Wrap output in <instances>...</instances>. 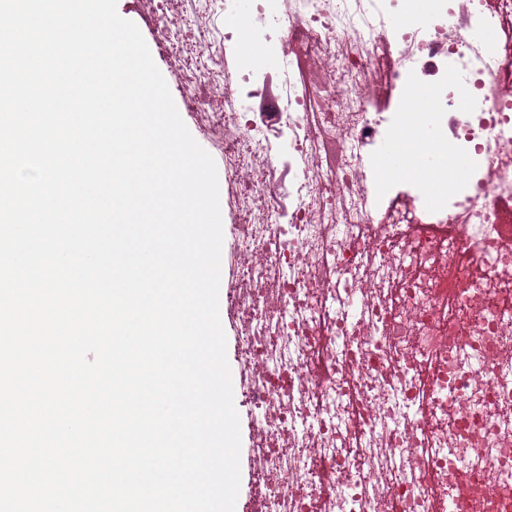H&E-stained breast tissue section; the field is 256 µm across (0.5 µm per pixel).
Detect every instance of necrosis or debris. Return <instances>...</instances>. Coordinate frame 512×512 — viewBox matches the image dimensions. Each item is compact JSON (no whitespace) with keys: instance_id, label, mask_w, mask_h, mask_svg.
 I'll use <instances>...</instances> for the list:
<instances>
[{"instance_id":"4bbe7bcc","label":"necrosis or debris","mask_w":512,"mask_h":512,"mask_svg":"<svg viewBox=\"0 0 512 512\" xmlns=\"http://www.w3.org/2000/svg\"><path fill=\"white\" fill-rule=\"evenodd\" d=\"M142 2L243 223L261 512H512V0ZM428 125L378 213L365 155Z\"/></svg>"}]
</instances>
